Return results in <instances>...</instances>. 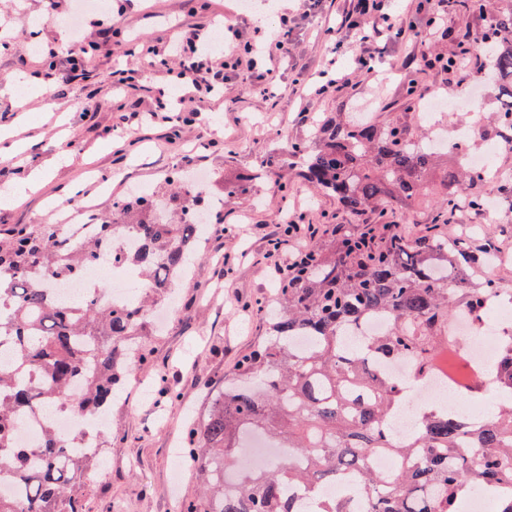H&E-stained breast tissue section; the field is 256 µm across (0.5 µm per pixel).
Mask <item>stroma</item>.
<instances>
[{
  "label": "stroma",
  "mask_w": 512,
  "mask_h": 512,
  "mask_svg": "<svg viewBox=\"0 0 512 512\" xmlns=\"http://www.w3.org/2000/svg\"><path fill=\"white\" fill-rule=\"evenodd\" d=\"M343 6V0H317L307 12L300 0H288V53L276 60L272 82L261 85L250 62L240 59L228 71L223 97L198 103L196 120L186 123L177 117L182 91L172 76L128 55L132 35L169 40L219 21L247 40L258 30L274 36L279 18L263 11L243 14L236 0H150L144 11L118 17L110 29L97 26L91 15L87 29L96 47L94 65L87 77L63 84L65 63L47 70L36 63L32 47L59 42L70 0H0V31L11 42L10 52L0 54V129L26 145L22 155L0 157V188L24 182L30 169L55 155L66 157L36 189L0 207V248L6 244L5 229L13 225L62 223L74 192H81L101 217L137 184L167 190L173 165L190 154L197 171L207 175V195L224 199L209 217L207 250L180 283L170 325L152 339L150 362L137 369V385L112 406V444L104 450L107 477L86 480L83 512H180L182 501L201 498L202 488L177 445L187 423L203 420L210 397L266 335V323L253 306L260 300L275 303L273 267L289 259L288 250L270 252L265 238L279 217L292 213L301 223L315 225L314 245L327 253L334 249L332 232L339 224L360 233L366 223L384 222L418 236L435 223L434 195L394 204L382 217L350 213L334 197L313 191L288 147L311 143L317 123L331 117L347 123L362 116L379 125L396 124L413 138L426 134L408 86L418 82L452 101L483 79V66L466 63L447 72L433 61L457 54L463 40L481 41L500 0H486L482 15L449 13L442 28L429 29L425 38L387 42L370 70L358 72L353 66L362 31L339 26ZM330 67L344 74V81L322 95L309 94V83ZM116 69L135 71L128 92L114 93L111 73ZM24 78L38 91L21 106L10 88ZM119 101L135 113L122 129L113 126ZM304 107L309 116L303 120L298 112ZM497 109V91L486 86L480 113H446V142H453L457 127L476 122L481 134L471 141V150L500 145L493 119ZM73 142L79 151H69ZM273 155L281 158L280 167L253 182L248 192L229 194L230 186ZM469 191L495 195L500 215L489 218L462 200L451 218L452 231L494 242L512 254V177L498 187L477 182ZM165 386L174 389L177 400L162 396Z\"/></svg>",
  "instance_id": "stroma-1"
}]
</instances>
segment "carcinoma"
I'll return each instance as SVG.
<instances>
[{
	"mask_svg": "<svg viewBox=\"0 0 512 512\" xmlns=\"http://www.w3.org/2000/svg\"><path fill=\"white\" fill-rule=\"evenodd\" d=\"M502 2L482 51L486 78L504 101L497 120L512 143V0ZM314 136L315 149L293 144L289 155L302 160L314 189L357 215L382 214L398 200L438 191L446 224L466 183L488 181L460 167L436 171L437 148L407 138L394 124L330 123ZM177 183L171 195L154 191L115 203L95 235L79 245L54 224L9 230V245L0 249V347L12 351L10 360L0 361V474L8 473L20 491L0 492V512H79L83 478L108 440L97 438L93 455L75 458L77 436L58 432L48 420L33 448L20 445L16 434L40 408L70 412L90 403L110 411L128 377L148 361L146 337L157 334L149 307L176 295L175 276L199 249L194 218L202 191L190 176ZM116 221L141 251L116 250ZM470 252L451 232L413 237L377 224L338 238L332 258L319 250L306 256L280 281L266 342L241 359L238 377L183 435L185 457L207 490L203 504L188 501L183 512H302L285 496L287 482L307 489L315 512H352L351 500L359 496L368 512H458L474 492L511 485L512 336L503 346L501 406L480 427L452 408L428 405L413 436L396 442L388 424L404 391L372 366L384 356L410 357L427 374L454 343L448 326L457 311L486 312L501 286L490 276L471 279ZM107 254L142 270L151 283L147 297L132 294L135 307L55 295ZM370 315L387 317L390 328L351 345L347 330ZM77 381L84 386L78 398L72 394ZM249 431L302 456L305 468L244 466L236 487H227V458ZM379 453L397 458L399 475L368 465ZM340 472L357 474L352 495L322 497L315 482L333 481Z\"/></svg>",
	"mask_w": 512,
	"mask_h": 512,
	"instance_id": "1",
	"label": "carcinoma"
}]
</instances>
